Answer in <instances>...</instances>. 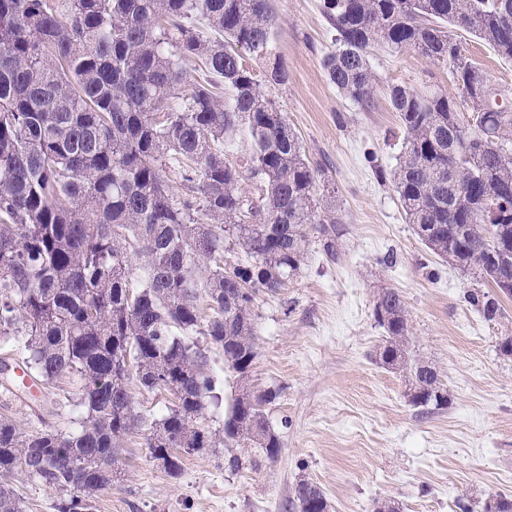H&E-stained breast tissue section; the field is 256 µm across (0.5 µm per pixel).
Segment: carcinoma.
<instances>
[{
	"instance_id": "cac0c4a2",
	"label": "carcinoma",
	"mask_w": 512,
	"mask_h": 512,
	"mask_svg": "<svg viewBox=\"0 0 512 512\" xmlns=\"http://www.w3.org/2000/svg\"><path fill=\"white\" fill-rule=\"evenodd\" d=\"M323 13L336 31L327 78L362 109L379 44L448 68L458 99L390 88L404 146L376 174L429 250L494 288L465 301L495 320L512 298V100L449 29L512 58V0H323ZM273 29L269 0H0V344L22 356L43 395L69 378L76 408L30 432L0 415V478L22 470L59 494L55 512H94L131 435L172 479L185 456L228 441L279 455L272 389L246 387L222 428L200 425L218 379L197 343L204 337L247 381L257 295L298 273L311 229L336 256L341 218L318 197L327 180L238 52L266 62V82H285ZM191 59L203 72L192 84ZM464 105L477 113L473 130L460 121ZM243 127L255 195L224 157ZM374 316L384 331L377 357L409 372L410 403L448 409L437 369L408 361L402 295L379 293ZM134 383L171 399L142 411ZM291 506L329 512L305 478ZM25 509L0 481V512Z\"/></svg>"
}]
</instances>
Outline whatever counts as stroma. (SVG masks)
I'll return each instance as SVG.
<instances>
[{
	"label": "stroma",
	"instance_id": "obj_1",
	"mask_svg": "<svg viewBox=\"0 0 512 512\" xmlns=\"http://www.w3.org/2000/svg\"><path fill=\"white\" fill-rule=\"evenodd\" d=\"M270 5L288 76L268 94L335 188L336 255L310 236L299 272L281 291L258 295L248 381L209 348L221 400L208 406L204 423L222 427L243 387L276 390L267 414L281 453L270 462L250 445L210 448L171 479L130 437L119 450L123 473L96 512H292L303 477L323 489L329 512H374L382 501L400 512H459L461 501L482 512L489 497L512 495V357L497 349L501 336L512 335V299L492 322L472 308L464 296L476 281L422 244L392 185L374 171L395 166L404 141L390 86L450 92L448 70L415 52L376 48L374 105L360 111L323 68L336 35L323 0ZM454 36L493 84L512 91V61L470 33ZM388 288L400 292L409 313L407 352L438 369L452 396L448 411L419 413L409 403L406 372L376 361L383 332L373 307ZM68 410L61 394L54 412L44 413L0 393V415L28 430L55 425Z\"/></svg>",
	"mask_w": 512,
	"mask_h": 512
}]
</instances>
